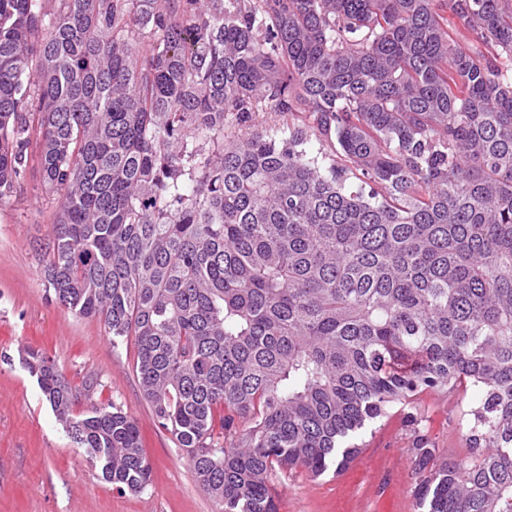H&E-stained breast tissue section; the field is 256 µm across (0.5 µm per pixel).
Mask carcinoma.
Returning a JSON list of instances; mask_svg holds the SVG:
<instances>
[{
  "label": "carcinoma",
  "instance_id": "cac0c4a2",
  "mask_svg": "<svg viewBox=\"0 0 512 512\" xmlns=\"http://www.w3.org/2000/svg\"><path fill=\"white\" fill-rule=\"evenodd\" d=\"M442 2L0 0V200L37 160L49 288L134 338L220 512H278L275 469L340 472L388 407L464 384L469 460L416 433L417 506L512 512V0ZM23 365L102 479L147 489L121 407L73 416L97 379Z\"/></svg>",
  "mask_w": 512,
  "mask_h": 512
}]
</instances>
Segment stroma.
I'll return each mask as SVG.
<instances>
[{"label": "stroma", "instance_id": "obj_1", "mask_svg": "<svg viewBox=\"0 0 512 512\" xmlns=\"http://www.w3.org/2000/svg\"><path fill=\"white\" fill-rule=\"evenodd\" d=\"M59 206L35 164L20 191L0 201V512H217L141 396L134 344L113 345L99 319L76 315L49 290L43 254ZM26 348L54 359L72 385L97 377L94 394L78 397L74 414L110 401L136 421L152 464L147 490L133 494L102 479L22 364ZM470 399V389L458 386L391 406L358 436L360 452L341 474L275 471L279 512H418L414 434L465 462L461 422Z\"/></svg>", "mask_w": 512, "mask_h": 512}]
</instances>
